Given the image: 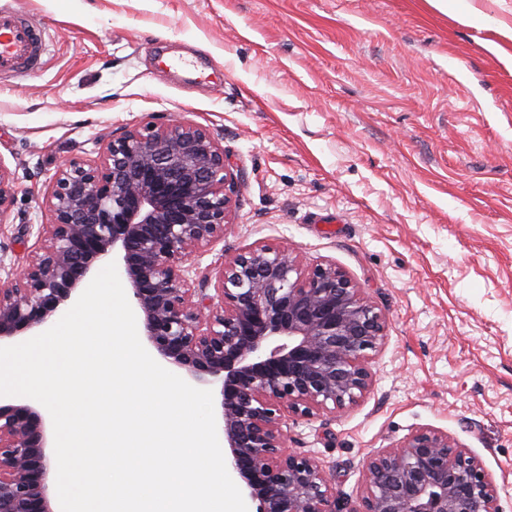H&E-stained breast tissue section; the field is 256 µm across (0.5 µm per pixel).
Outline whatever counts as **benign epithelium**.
I'll list each match as a JSON object with an SVG mask.
<instances>
[{
	"label": "benign epithelium",
	"instance_id": "benign-epithelium-1",
	"mask_svg": "<svg viewBox=\"0 0 512 512\" xmlns=\"http://www.w3.org/2000/svg\"><path fill=\"white\" fill-rule=\"evenodd\" d=\"M237 183L210 131L177 119L112 135L96 160L63 163L38 247L0 277V346L52 323L117 256L148 344L195 382L220 384L226 466L256 512H341L332 478L288 446L286 427L366 396L386 316L345 270L304 268L288 246L240 251L214 277L191 279V256L224 239ZM13 200L0 162V224ZM363 477L350 512H500L481 461L434 428L371 455ZM55 487L43 411L0 404V512H53Z\"/></svg>",
	"mask_w": 512,
	"mask_h": 512
}]
</instances>
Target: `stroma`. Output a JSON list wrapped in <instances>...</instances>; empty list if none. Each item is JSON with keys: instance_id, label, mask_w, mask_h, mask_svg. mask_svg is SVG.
<instances>
[{"instance_id": "35a3bbf8", "label": "stroma", "mask_w": 512, "mask_h": 512, "mask_svg": "<svg viewBox=\"0 0 512 512\" xmlns=\"http://www.w3.org/2000/svg\"><path fill=\"white\" fill-rule=\"evenodd\" d=\"M44 27L40 70L0 83L15 203L0 267L39 242L63 161L170 116L206 126L237 174L224 238L189 262L291 245L387 316L356 405L289 420L344 512L363 462L447 432L512 512V0H15ZM171 55L199 66L170 71Z\"/></svg>"}]
</instances>
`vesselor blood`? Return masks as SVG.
Here are the masks:
<instances>
[{
	"mask_svg": "<svg viewBox=\"0 0 512 512\" xmlns=\"http://www.w3.org/2000/svg\"><path fill=\"white\" fill-rule=\"evenodd\" d=\"M45 31L11 0H0V77L38 69Z\"/></svg>",
	"mask_w": 512,
	"mask_h": 512,
	"instance_id": "b4317fda",
	"label": "vessel or blood"
}]
</instances>
